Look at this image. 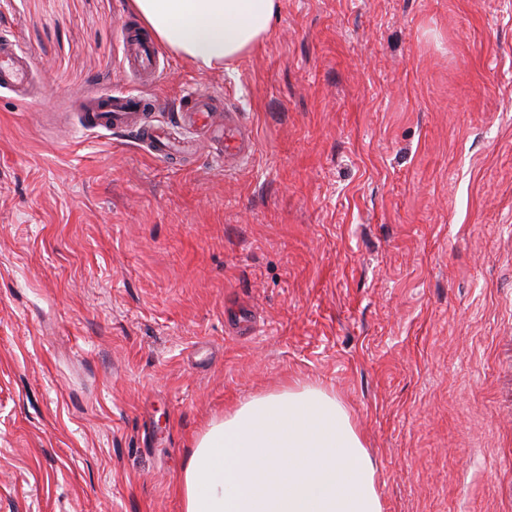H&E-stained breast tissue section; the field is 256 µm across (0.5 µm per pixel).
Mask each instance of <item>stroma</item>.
Instances as JSON below:
<instances>
[{"label":"stroma","instance_id":"obj_1","mask_svg":"<svg viewBox=\"0 0 512 512\" xmlns=\"http://www.w3.org/2000/svg\"><path fill=\"white\" fill-rule=\"evenodd\" d=\"M129 0H0L31 60L0 91V512H182L207 424L335 391L383 512H512V0H278L252 51L163 49ZM155 99L195 153L91 129ZM238 114L228 161L179 123ZM125 59L131 72L142 80L154 73L158 65V52L151 38L137 30L122 31ZM154 101L143 95L115 91L97 100L86 110L85 123L91 128L135 127L146 144L155 150L165 146L163 138L151 124L149 111ZM186 105L182 112H186L189 122L192 125L206 128L215 125V117L209 107H207L203 100L196 96H189L186 100ZM231 118L224 121L223 126L220 127L221 135L224 137V155L243 157L247 156L253 147L249 134L244 129L239 128V125Z\"/></svg>","mask_w":512,"mask_h":512}]
</instances>
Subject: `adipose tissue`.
Returning <instances> with one entry per match:
<instances>
[{
    "mask_svg": "<svg viewBox=\"0 0 512 512\" xmlns=\"http://www.w3.org/2000/svg\"><path fill=\"white\" fill-rule=\"evenodd\" d=\"M155 39L214 70L267 36L276 0H130ZM184 512H383L375 465L347 405L295 384L263 391L195 440L179 482Z\"/></svg>",
    "mask_w": 512,
    "mask_h": 512,
    "instance_id": "1",
    "label": "adipose tissue"
}]
</instances>
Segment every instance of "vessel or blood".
<instances>
[{
	"mask_svg": "<svg viewBox=\"0 0 512 512\" xmlns=\"http://www.w3.org/2000/svg\"><path fill=\"white\" fill-rule=\"evenodd\" d=\"M125 59L131 72L139 77L152 75L158 65V52L151 38L140 31L130 30L122 34ZM31 63L25 53L13 44H0V88L13 89L24 86ZM153 101L142 95L116 91L97 100L88 107L85 123L91 128L134 127L146 144L161 149L164 141L150 121L149 112ZM192 125L206 128L214 126L215 117L203 100L188 97L184 107ZM224 153L228 156L248 155L253 143L245 130L237 124L225 123L221 130Z\"/></svg>",
	"mask_w": 512,
	"mask_h": 512,
	"instance_id": "1",
	"label": "vessel or blood"
}]
</instances>
